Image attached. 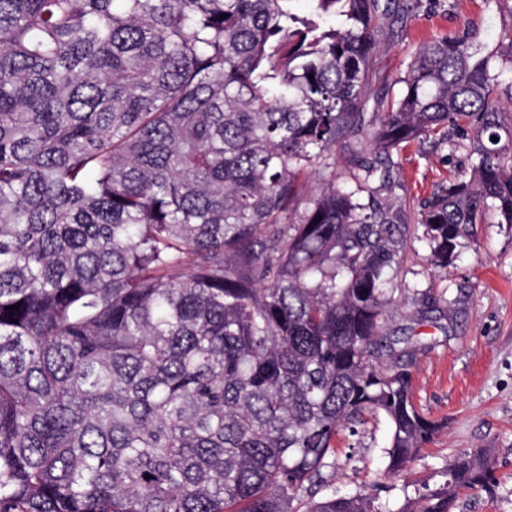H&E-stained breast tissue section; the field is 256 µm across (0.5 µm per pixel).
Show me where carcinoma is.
<instances>
[{
  "label": "carcinoma",
  "mask_w": 512,
  "mask_h": 512,
  "mask_svg": "<svg viewBox=\"0 0 512 512\" xmlns=\"http://www.w3.org/2000/svg\"><path fill=\"white\" fill-rule=\"evenodd\" d=\"M295 2L0 0V512H377L315 499L336 437L384 418L397 482L444 428L425 346L384 334L411 211L375 195L404 144L471 131L417 217L433 264L512 224V59L446 35L375 100L376 35L418 0ZM494 473L452 456L397 512Z\"/></svg>",
  "instance_id": "cac0c4a2"
}]
</instances>
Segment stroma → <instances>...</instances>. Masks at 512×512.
Segmentation results:
<instances>
[{
    "label": "stroma",
    "instance_id": "1",
    "mask_svg": "<svg viewBox=\"0 0 512 512\" xmlns=\"http://www.w3.org/2000/svg\"><path fill=\"white\" fill-rule=\"evenodd\" d=\"M469 29L487 51H512L503 40L512 29V0H422L415 19L402 31L377 35L380 67L386 82L374 94H397L416 47L430 39ZM469 148L451 150L429 141L408 143L396 159L395 194H382L386 205L396 196L421 206L437 184L468 169ZM422 225L409 224L403 236L404 262L396 279L402 296L389 313L385 332L393 338L415 334L425 345L413 369V395L440 431L410 466L412 479L436 485L449 456L490 449L497 478L494 494L476 489L457 512H512V224L488 214L461 238L458 257L447 270L431 263ZM428 291L447 300L444 316L420 322L415 293ZM390 438L385 422L369 423L354 460L337 456L333 490L346 493L370 486L380 512H398L404 503L399 487L384 479L383 449Z\"/></svg>",
    "mask_w": 512,
    "mask_h": 512
}]
</instances>
